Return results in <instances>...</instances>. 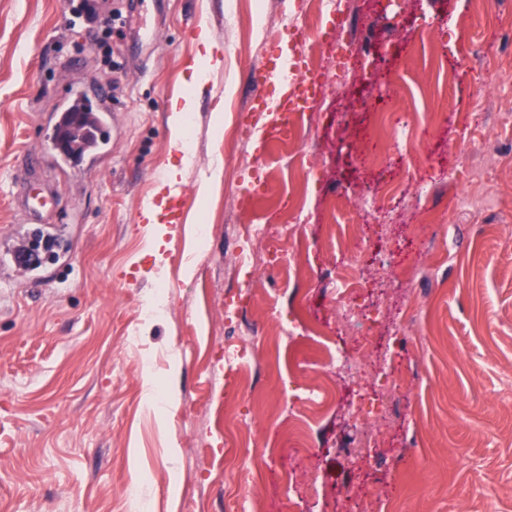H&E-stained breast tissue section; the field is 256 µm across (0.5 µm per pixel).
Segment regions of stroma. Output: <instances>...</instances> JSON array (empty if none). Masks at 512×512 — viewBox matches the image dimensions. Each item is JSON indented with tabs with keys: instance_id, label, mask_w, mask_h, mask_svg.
I'll use <instances>...</instances> for the list:
<instances>
[{
	"instance_id": "stroma-1",
	"label": "stroma",
	"mask_w": 512,
	"mask_h": 512,
	"mask_svg": "<svg viewBox=\"0 0 512 512\" xmlns=\"http://www.w3.org/2000/svg\"><path fill=\"white\" fill-rule=\"evenodd\" d=\"M81 2L0 0V242L20 223L18 181L51 197L43 221L68 250L39 282L0 273V512H227L239 498L245 512H512V126L493 125L512 113V13L497 0H348L344 27L325 15L300 46L292 24L310 0H97L91 21L75 18ZM256 11L267 32L249 29ZM153 25L154 52H139ZM339 47L378 55L373 75L336 72ZM301 49L337 92L290 118L285 140L218 137L213 113L249 123L256 94H279L259 83L264 64ZM208 53L221 65L190 89ZM75 85L106 92L118 133L96 164L61 168L50 121ZM189 94L190 141L173 112ZM383 108L416 150L382 130ZM171 166L166 204L183 222L166 235L142 211ZM486 166L484 186L472 173ZM481 194L479 211L458 207ZM272 217L297 239L242 283L228 265L248 245L241 228ZM387 253L421 277L384 281ZM352 265L366 330H343L336 308V274ZM162 283L170 310L146 316ZM304 319L312 331L281 339ZM364 341L403 377L389 408L374 368L317 372ZM230 345L249 350L236 387ZM319 383L327 403L304 410L291 447L282 402ZM358 389L381 445L356 465Z\"/></svg>"
}]
</instances>
